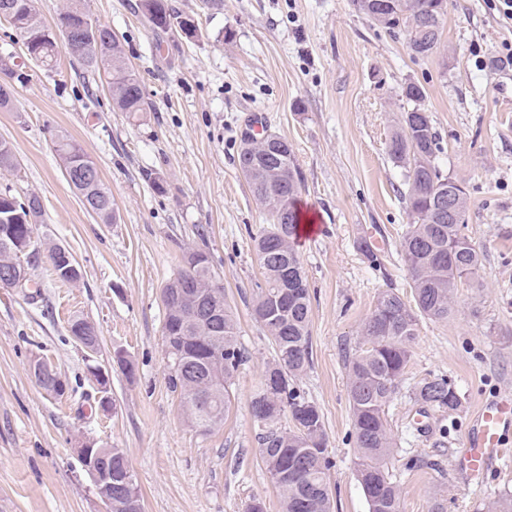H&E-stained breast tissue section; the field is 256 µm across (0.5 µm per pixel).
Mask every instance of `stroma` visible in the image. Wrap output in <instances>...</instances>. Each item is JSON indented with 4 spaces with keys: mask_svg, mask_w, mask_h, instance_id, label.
Here are the masks:
<instances>
[{
    "mask_svg": "<svg viewBox=\"0 0 512 512\" xmlns=\"http://www.w3.org/2000/svg\"><path fill=\"white\" fill-rule=\"evenodd\" d=\"M140 0H82L110 26L144 87L147 111L112 105L107 77L62 56L48 71L26 58L23 41L0 22V57L22 61L0 141L16 166L0 190L36 195L43 217L39 254L26 288H0V512H104L77 448L123 449L143 512H247L280 496L260 458L261 424L251 412L274 347L252 316L261 269L254 237L265 215L237 169L241 136L258 126L291 143L302 173L299 197L322 233L297 251L311 294L312 362L297 385L323 414L333 512H369L356 473L348 361L381 290L411 296L400 256L407 224L402 171L386 143L402 112V88L425 90L442 147L437 161L461 182L469 204L464 232L484 255L477 280L459 288L448 320H421L407 374L387 409L395 449L387 469L403 512H487L512 495V455L483 486L453 467L466 428L483 402L512 396V21L490 0H448L440 47L410 54L355 10L352 0H171L192 19L194 37L156 31ZM78 143L112 193L113 224L87 211L52 148L55 132ZM163 190H156L153 179ZM382 246L364 251L367 231ZM79 263V282L56 278L50 246ZM205 252L224 286L246 360L229 388L232 406L209 431L188 422L167 384L162 290L185 251ZM99 334L87 356L69 331L75 318ZM123 351L132 371L112 357ZM47 359L66 384L57 396L34 379ZM108 377L100 391L91 372ZM443 377L456 410L430 411L427 432L412 420L414 385ZM109 394L112 407L101 411Z\"/></svg>",
    "mask_w": 512,
    "mask_h": 512,
    "instance_id": "stroma-1",
    "label": "stroma"
}]
</instances>
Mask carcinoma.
I'll list each match as a JSON object with an SVG mask.
<instances>
[{"label":"carcinoma","mask_w":512,"mask_h":512,"mask_svg":"<svg viewBox=\"0 0 512 512\" xmlns=\"http://www.w3.org/2000/svg\"><path fill=\"white\" fill-rule=\"evenodd\" d=\"M7 2L12 4L9 22L23 38L27 55L42 57V65L51 71L63 52L87 69L104 72L112 103L119 111H146L149 102L141 81L126 61L120 39L109 26L93 22L80 0H65L56 32L43 24L33 0H0V7ZM392 3L391 8L380 11L372 0H356L360 12L387 32L403 35L413 54L428 56L436 52L447 0ZM140 8L155 29L177 28L188 36L196 33L191 19L177 14L168 0H141ZM421 91L413 83L403 86L402 98L408 111L387 143L390 159L404 169L406 191L402 199L407 225L400 248L411 271L414 304H408L391 288L379 292L361 327L363 348L348 363L357 476L370 512H402V493L385 467L394 448L387 409L410 362L419 320H448L455 312L458 288L478 277L483 267L481 251L463 232L469 209L465 189L436 163L440 142L428 112H419ZM263 138L265 143L249 152V138L243 137L237 156L241 174L268 223L254 239L263 280L256 284L253 312L275 350V359L267 365L263 385L254 396L270 412V419L262 421L260 455L279 490L282 512H331L323 415L314 401L294 385L295 378L312 361L311 296L295 249L302 220L298 207L302 179L288 139L273 131L264 132ZM53 148L86 209L106 224L115 223L112 195L97 165L64 135L55 136ZM450 188L461 198L460 207L452 214L440 209V201ZM284 207L288 208V223L280 224L277 214ZM31 216H42L37 196L22 200L7 191L0 192L3 287H12L3 278L11 253L25 248L34 234ZM268 249L276 258L263 257ZM183 257L190 258V263L182 265L178 276L191 284L184 292L206 305L217 302L221 317L216 328L196 318L191 308L177 299L164 302L163 328L167 333L163 342L170 343L187 361L181 372L168 369V384L179 395L187 420L208 430L224 423L230 411L229 387L245 355L237 339L233 312L224 300V286L211 269L208 256L190 249ZM281 260L296 268L295 281H283ZM414 398L420 404L450 410L460 403L455 389L442 377L420 381ZM285 416L292 421L289 428L282 425ZM133 503L141 504L134 483L124 493L112 496V512H132Z\"/></svg>","instance_id":"obj_1"}]
</instances>
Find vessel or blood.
Here are the masks:
<instances>
[{
  "mask_svg": "<svg viewBox=\"0 0 512 512\" xmlns=\"http://www.w3.org/2000/svg\"><path fill=\"white\" fill-rule=\"evenodd\" d=\"M512 452V399L499 397L482 405L472 418L454 469L466 485L480 486L490 466Z\"/></svg>",
  "mask_w": 512,
  "mask_h": 512,
  "instance_id": "b4317fda",
  "label": "vessel or blood"
}]
</instances>
